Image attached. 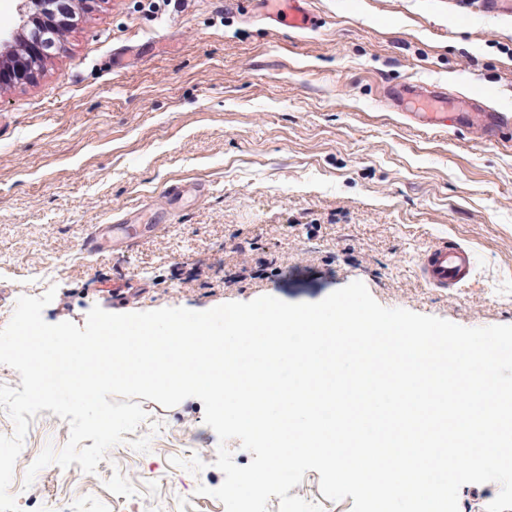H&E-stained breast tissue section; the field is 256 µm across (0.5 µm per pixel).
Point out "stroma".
Segmentation results:
<instances>
[{
	"mask_svg": "<svg viewBox=\"0 0 512 512\" xmlns=\"http://www.w3.org/2000/svg\"><path fill=\"white\" fill-rule=\"evenodd\" d=\"M88 3L35 82L0 87V329L50 288L44 320L81 327L95 306L317 302L356 280L387 308L512 325V134L432 132L387 107L420 81L512 113V20L454 0H312L316 25L289 34L257 0ZM144 208L172 219L129 253L81 254L92 225L120 239L116 219ZM445 239L474 251L452 295L417 269ZM141 406L148 451L124 441L64 478L53 463L27 480L29 458L70 436L51 411L30 419L21 512H225L222 471L193 469L223 444L202 401Z\"/></svg>",
	"mask_w": 512,
	"mask_h": 512,
	"instance_id": "stroma-1",
	"label": "stroma"
}]
</instances>
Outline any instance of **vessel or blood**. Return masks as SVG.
<instances>
[{
	"instance_id": "obj_1",
	"label": "vessel or blood",
	"mask_w": 512,
	"mask_h": 512,
	"mask_svg": "<svg viewBox=\"0 0 512 512\" xmlns=\"http://www.w3.org/2000/svg\"><path fill=\"white\" fill-rule=\"evenodd\" d=\"M269 18L290 31L308 29L315 24L309 8L310 0H266ZM398 107L416 127L444 131L448 127H469L480 124L488 141H496L503 130L512 131V114L483 108L480 101L460 96L447 89L430 87L424 83H409L394 93ZM421 280L429 287L455 292L472 278L474 260L466 246L445 242L427 250L419 260Z\"/></svg>"
}]
</instances>
